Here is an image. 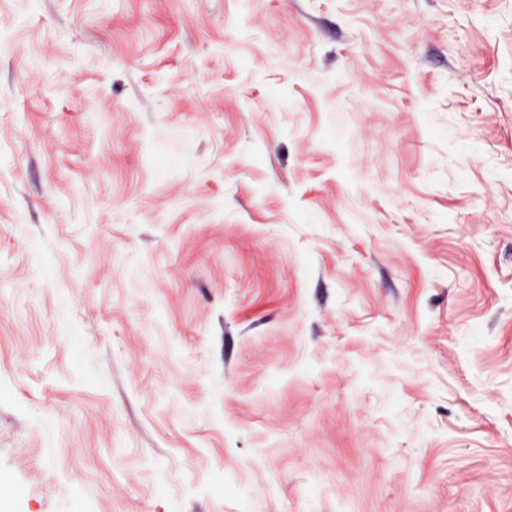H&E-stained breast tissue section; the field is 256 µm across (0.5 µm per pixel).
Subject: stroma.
<instances>
[{"mask_svg":"<svg viewBox=\"0 0 512 512\" xmlns=\"http://www.w3.org/2000/svg\"><path fill=\"white\" fill-rule=\"evenodd\" d=\"M0 512H512V0H0Z\"/></svg>","mask_w":512,"mask_h":512,"instance_id":"stroma-1","label":"stroma"}]
</instances>
